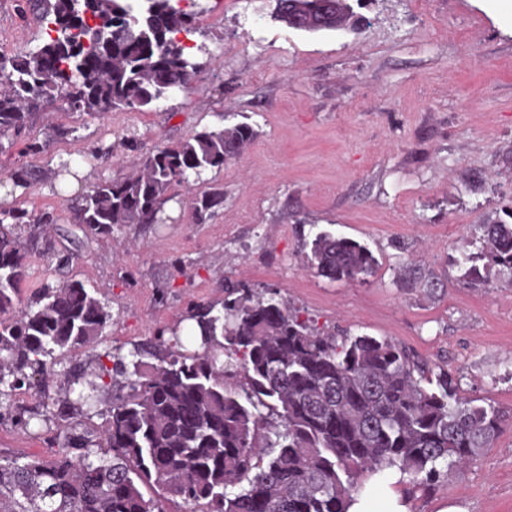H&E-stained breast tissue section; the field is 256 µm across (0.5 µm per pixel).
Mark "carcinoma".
Here are the masks:
<instances>
[{"mask_svg": "<svg viewBox=\"0 0 512 512\" xmlns=\"http://www.w3.org/2000/svg\"><path fill=\"white\" fill-rule=\"evenodd\" d=\"M361 0H275L277 19L318 33L345 32L359 21ZM21 12L47 24L37 51L0 55V137L17 140L47 106L72 111L149 112L179 88L189 89L198 63L179 35L194 14L174 0H22ZM99 30V36L90 32ZM44 142H26L41 155ZM256 135L237 123L204 128L174 148L139 156L138 172L98 183L67 200L86 235L105 238L123 224H154L174 189L237 160ZM43 178L27 164L7 172L6 194L26 193ZM224 204V190L197 193L203 222ZM50 212L0 210V396L35 385L47 360L92 344L112 321L107 303L80 281L46 282L19 310L27 259L51 255ZM480 253L464 258L463 277L488 283L487 267L512 271V222L477 226ZM310 264L331 282L363 280L377 259L364 244L331 232L311 241ZM190 335L112 355L102 423L58 434L49 458L0 456V512H347L358 479L395 467L429 489L493 446L512 417L462 397L447 370L436 388L421 386L426 369L405 348L369 335L320 331L279 298L224 284L222 309L190 307ZM149 356L157 360L144 361ZM105 385L95 380L76 399L45 408L60 419L93 406ZM143 486L162 495L145 497Z\"/></svg>", "mask_w": 512, "mask_h": 512, "instance_id": "carcinoma-1", "label": "carcinoma"}]
</instances>
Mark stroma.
<instances>
[{
    "label": "stroma",
    "instance_id": "1",
    "mask_svg": "<svg viewBox=\"0 0 512 512\" xmlns=\"http://www.w3.org/2000/svg\"><path fill=\"white\" fill-rule=\"evenodd\" d=\"M487 0H363L359 28L309 33L271 15L272 0H190L187 42L200 67L188 91L150 112L104 117L50 107L28 127L49 140L46 179L12 205L56 212L52 239L72 263L28 259V300L46 281L81 280L114 320L90 346L52 360L41 387L0 398V454L52 453L62 424L85 418L11 416L64 398L94 379L105 353L127 354L173 329L189 303L216 304L225 283L278 289L301 318L339 334L400 344L431 372L447 369L461 393L512 413V272L490 266L470 286L458 261L477 252L474 227L512 207V19ZM44 28L0 0V54L33 52ZM251 124L256 140L223 170L204 173L224 204L197 221L192 193L167 203L169 222L127 224L93 238L64 205L95 183L128 174L141 149L173 147L196 130ZM66 137L50 139L53 127ZM70 161L77 173L56 174ZM321 231L366 244V279L332 282L308 268L304 244ZM419 266L438 287L405 279ZM411 512H512V431L434 489L401 483Z\"/></svg>",
    "mask_w": 512,
    "mask_h": 512
}]
</instances>
